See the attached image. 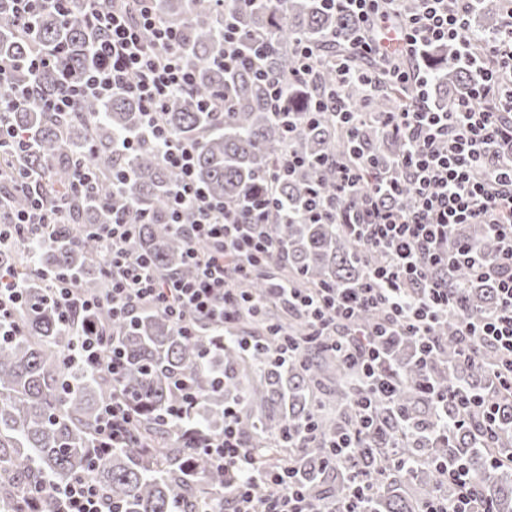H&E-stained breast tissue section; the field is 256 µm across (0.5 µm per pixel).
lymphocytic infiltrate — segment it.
Here are the masks:
<instances>
[{
	"mask_svg": "<svg viewBox=\"0 0 512 512\" xmlns=\"http://www.w3.org/2000/svg\"><path fill=\"white\" fill-rule=\"evenodd\" d=\"M90 2L88 12L76 19L68 8L70 0H12L14 14L24 26L49 9L63 24L79 21L91 34L93 61L76 74L68 70L60 53L36 48L30 59V83L15 89L12 97H0V114L28 103L46 112L68 114L84 102L108 100L117 91L135 99L141 109L140 128L124 137L119 147L131 151L143 144L158 146L163 163L176 173L171 219L183 236L185 258L195 274L164 276L150 257L129 255L124 245L145 218L132 209L113 214L111 223L97 227L105 247L103 271L111 286L89 299L81 297L67 278L58 277L54 297L64 320L104 309L118 321L151 308L166 314L183 335L193 336L199 321L223 328L241 310L261 311L265 300L242 291L239 283L254 275L259 262L275 248L267 225L276 201L258 202L245 221L197 183V144L174 137L162 120L165 101L176 93L190 94L194 75L185 62L181 30L162 20L159 0ZM418 2L417 10L404 17L400 0H328L329 8L350 18L358 31L349 43L351 53L380 60L383 66L373 76L337 62L335 88L317 95L307 114L311 121L332 114L354 139L360 110L343 96L341 85L359 82L368 98L383 85L409 92L401 109L375 117L380 132L402 141L405 152L389 163L360 152L352 162H331L335 199L313 202L304 214L310 224L350 225L368 248L379 253V261L356 288L303 291L279 279L268 291V298L285 303L309 321L301 343L283 336L280 326L271 327V335L279 339L278 359L303 358L305 343L328 341L365 378L367 393L353 402L357 428L337 437L330 447L337 462L358 448L373 399H396L395 382L380 371L384 339L411 337L424 358L433 351L435 328L455 300L448 286L450 265H469L476 277L495 285V309L483 316L462 314L460 334L464 341L475 339L500 353V383L512 392V0H502L500 27L487 34L475 33L469 25L473 0ZM443 42L460 43L479 77L465 96L447 111L437 112L430 106V74L422 55L426 46ZM267 50L264 39L243 38L232 22H225L221 58L225 72L260 67ZM296 56L287 79L260 76L274 117L286 114L287 82L308 83L318 64L310 44H299ZM48 69L56 72L57 79L52 89L45 90L39 78ZM369 172L374 181L363 196L359 184ZM69 221L66 201L49 205L42 197H33L27 209L10 217L7 228H0V249L22 242L33 231L47 235L54 225ZM453 224L486 225L498 243L496 261L480 259L468 242L449 249L448 228ZM412 283L419 296L409 292ZM377 306L386 310L380 322L364 333L349 332L357 315ZM106 342L104 328L89 326L68 349L67 358L121 376L126 362L119 349L107 348ZM132 426L126 401L116 397L102 406L98 433L103 444L126 443ZM204 451L224 472L225 512H309L305 490L292 472L258 464L241 437L235 407H225L224 430L205 439ZM435 468L457 486L458 494L453 503L437 501L425 512H491L477 508L463 466L439 462ZM27 506L28 512H112L111 500L88 478L56 489L49 501L40 495L30 497Z\"/></svg>",
	"mask_w": 512,
	"mask_h": 512,
	"instance_id": "obj_1",
	"label": "lymphocytic infiltrate"
}]
</instances>
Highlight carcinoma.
Wrapping results in <instances>:
<instances>
[{
  "label": "carcinoma",
  "mask_w": 512,
  "mask_h": 512,
  "mask_svg": "<svg viewBox=\"0 0 512 512\" xmlns=\"http://www.w3.org/2000/svg\"><path fill=\"white\" fill-rule=\"evenodd\" d=\"M227 8L242 34L268 42L262 66L284 81L295 68L298 42L320 47L325 56L338 54L341 47L331 39L352 26L350 19L326 9L324 0H283L281 10L271 0H232ZM159 10L164 20L181 28L185 61L196 77L193 95L167 101L163 122L176 136L199 142L200 184L242 214L267 189L284 204L267 227L278 249L265 268L277 273H259L242 287L261 298L275 277L291 280L296 288L357 287L378 254L340 223H303L309 192L323 198L335 194L333 174L320 162L345 158V135L328 117L312 126L300 122L291 146L305 166L267 187L264 176L280 158L286 133L269 114L265 85L254 70L226 74L217 64L224 55V17L208 0H161ZM499 26L500 6L495 0H478L472 10L473 30L495 31ZM36 45L64 48L72 71L91 60L87 33L79 23L64 25L56 14L43 12L23 31L11 3L0 0V56L14 62L10 83L0 85V92L32 79L28 62ZM430 64L431 103L434 110L444 111L473 84L474 74L452 46L430 52ZM335 83L334 67L320 63L311 83L288 85V110L307 111L312 95ZM224 91L232 96L224 116L198 110V101ZM406 99L404 91L390 88L372 100L369 111L391 112ZM140 121L137 102L121 92L107 104H85L68 116L41 112L33 105L5 114V126L29 133L34 147L23 153L6 149L0 164L42 175L38 190L47 204L67 191L79 161L96 172L99 184L69 196L72 223L55 225L52 236L36 248L25 243L0 249V270L21 276L33 266L52 275L67 272L81 293L101 295L109 282L95 225L112 221L114 210L133 208L147 223L127 242V252L151 257L167 275H193L182 262V235L170 224L177 175L150 145L129 153L114 148ZM359 147L389 159L401 155L405 145L384 137L367 121L360 127ZM114 170L125 171L128 178L112 185ZM31 196L10 176L0 182V198L13 211L27 208ZM459 239L474 244L484 259L496 260L497 243L483 225L452 227L448 246ZM448 280L459 289L465 312L480 315L495 308L492 282L476 280L466 267L452 270ZM53 287L38 275L27 276L11 319L21 335L0 347V512H17L27 493L48 492L82 477L107 492L112 512H195L203 496L218 503L224 471L212 467L196 445L222 431L226 405L237 408L248 446L261 449L262 459L294 471L308 490L313 512L344 504L354 475L375 490L373 512H421L437 498L452 501L457 490L439 481L433 470L437 462L465 465L479 505L512 512V396L499 389L493 375L500 363L496 351L486 348L477 358L466 353L457 309L437 325V349L424 363L412 340L395 336L386 343L383 367L398 385L396 404L375 401L356 454L331 464L329 443L337 433L355 427L352 400L365 389L359 387L355 369L325 344L308 349L297 362L274 358L268 323L300 337L306 334L300 318L285 310L265 318L245 313L224 332L203 325L198 335L188 337L157 310L145 309L122 322L102 312L90 322L113 333L128 366L126 375L114 380L105 371L65 361L64 350L75 336L58 317ZM382 317V310L370 309L356 319L354 328L364 331ZM237 332L252 340L251 347L239 343ZM430 385L491 397L498 406V447H483L487 440L480 427L457 423L455 405L428 394ZM188 388L201 403L192 425L179 429L168 418L182 405ZM114 393L132 408L135 440L99 454L97 416ZM304 422L313 424L315 440L288 451V431Z\"/></svg>",
  "instance_id": "1"
}]
</instances>
